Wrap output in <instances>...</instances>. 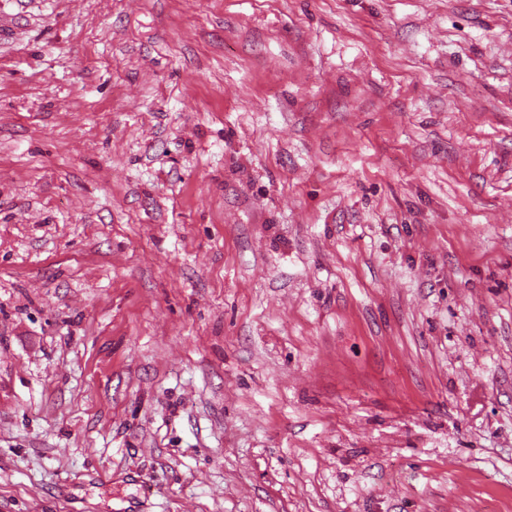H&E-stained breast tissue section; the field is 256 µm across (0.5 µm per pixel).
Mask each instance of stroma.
<instances>
[{"instance_id": "stroma-1", "label": "stroma", "mask_w": 512, "mask_h": 512, "mask_svg": "<svg viewBox=\"0 0 512 512\" xmlns=\"http://www.w3.org/2000/svg\"><path fill=\"white\" fill-rule=\"evenodd\" d=\"M0 512H512V0H0Z\"/></svg>"}]
</instances>
